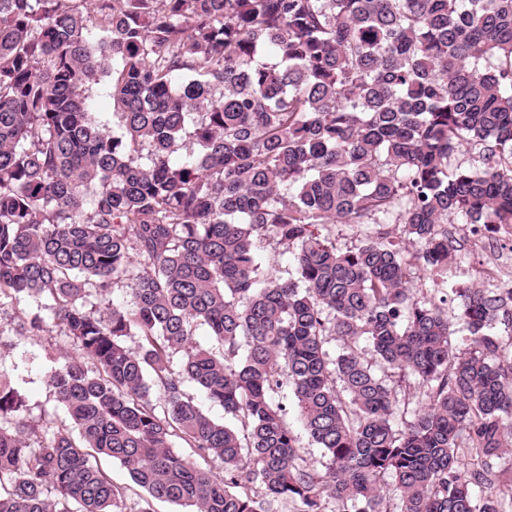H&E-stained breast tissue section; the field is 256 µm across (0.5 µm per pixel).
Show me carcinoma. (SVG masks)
<instances>
[{
    "label": "carcinoma",
    "mask_w": 512,
    "mask_h": 512,
    "mask_svg": "<svg viewBox=\"0 0 512 512\" xmlns=\"http://www.w3.org/2000/svg\"><path fill=\"white\" fill-rule=\"evenodd\" d=\"M85 3L0 0V307L48 312L0 325V348L50 324L75 349L53 343L70 423L50 433L0 373V512H125L97 455L140 512H388L390 493L399 512H512V478L491 479L512 447V288L448 289L447 228L512 225V0H94L99 41ZM101 74L118 133L90 117ZM336 223L359 243L336 247ZM268 236L286 279L262 270ZM414 268L442 297L411 296ZM119 284L131 308L101 306ZM361 340L424 405L397 404ZM259 254L263 263L269 262L275 265L277 274L288 277V272L292 271L291 255L285 250V248L279 245L276 239L266 238L260 244ZM40 300L36 298H24L19 302L5 304L2 311V323H8L18 317H25L37 311ZM278 396H280V400L288 405V425L292 429L294 435L297 437L298 444L302 448V455L304 456L308 466H310V468H317L319 471L323 470L319 464V462L322 461L323 451L321 448H317L316 445L312 443L302 423L295 417L292 408L291 394L288 393V397L284 399H282V393H279ZM105 466L109 470L115 484L130 488L127 492L124 505L126 512H138L142 498L145 497V493L131 482L129 474L125 468L112 462L105 463Z\"/></svg>",
    "instance_id": "cac0c4a2"
}]
</instances>
